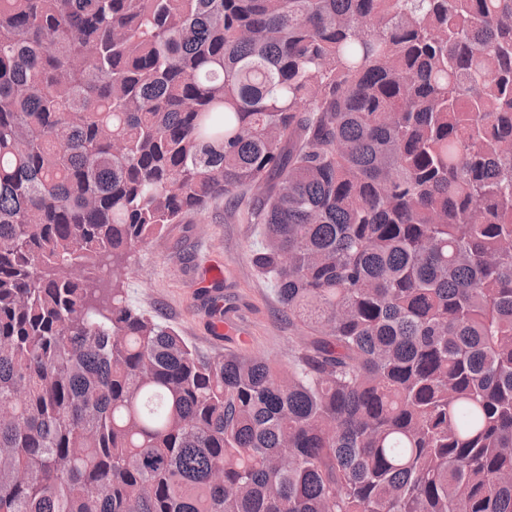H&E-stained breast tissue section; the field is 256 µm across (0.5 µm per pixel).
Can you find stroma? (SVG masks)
Returning a JSON list of instances; mask_svg holds the SVG:
<instances>
[{"mask_svg":"<svg viewBox=\"0 0 512 512\" xmlns=\"http://www.w3.org/2000/svg\"><path fill=\"white\" fill-rule=\"evenodd\" d=\"M259 241L258 225L243 223L223 204L190 215L166 236L137 250L127 279L129 300L173 326L202 354L232 349L287 366L300 332L283 316L270 283L249 261ZM207 264L221 266L224 302L233 306L232 317L245 328L247 342L213 338L198 281L199 270Z\"/></svg>","mask_w":512,"mask_h":512,"instance_id":"obj_1","label":"stroma"}]
</instances>
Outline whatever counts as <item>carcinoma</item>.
I'll return each mask as SVG.
<instances>
[{
	"label": "carcinoma",
	"mask_w": 512,
	"mask_h": 512,
	"mask_svg": "<svg viewBox=\"0 0 512 512\" xmlns=\"http://www.w3.org/2000/svg\"><path fill=\"white\" fill-rule=\"evenodd\" d=\"M219 197L285 369L129 302ZM0 512H512V0H0Z\"/></svg>",
	"instance_id": "carcinoma-1"
}]
</instances>
